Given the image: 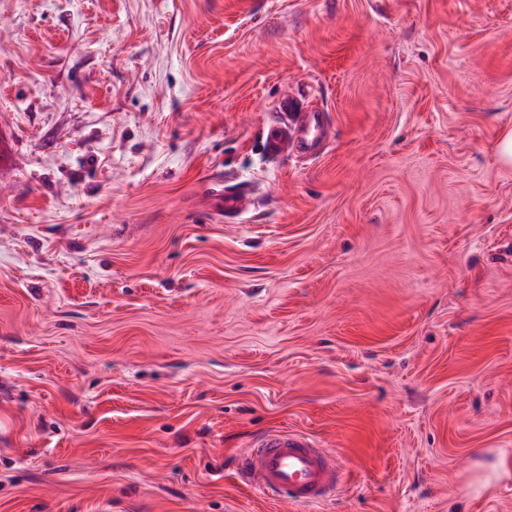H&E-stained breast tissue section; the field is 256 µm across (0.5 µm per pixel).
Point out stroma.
<instances>
[{
  "label": "stroma",
  "mask_w": 512,
  "mask_h": 512,
  "mask_svg": "<svg viewBox=\"0 0 512 512\" xmlns=\"http://www.w3.org/2000/svg\"><path fill=\"white\" fill-rule=\"evenodd\" d=\"M509 130L512 0H0V512H512ZM278 112L284 117V121L268 137L270 154H313L325 132L321 112L309 109L304 102L288 93L279 100ZM288 112H299L297 128L288 127ZM211 195L214 198L216 210L226 217H234L243 213L248 209L251 202L247 190L243 188L224 190V186L220 183L214 184ZM237 462L241 480L294 505H316L336 492L339 466L310 437L273 430L257 436ZM481 471L475 477V484L483 486L492 480L500 479L510 474V463L503 457H497L490 463L480 464Z\"/></svg>",
  "instance_id": "1"
}]
</instances>
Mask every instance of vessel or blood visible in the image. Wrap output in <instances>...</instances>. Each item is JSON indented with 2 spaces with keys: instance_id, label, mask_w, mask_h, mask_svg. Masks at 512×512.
I'll return each instance as SVG.
<instances>
[{
  "instance_id": "obj_1",
  "label": "vessel or blood",
  "mask_w": 512,
  "mask_h": 512,
  "mask_svg": "<svg viewBox=\"0 0 512 512\" xmlns=\"http://www.w3.org/2000/svg\"><path fill=\"white\" fill-rule=\"evenodd\" d=\"M280 114L297 113V127L281 125L268 137L271 155L284 153L309 155L315 152L325 129L321 112L309 109L294 95L284 94L279 101ZM214 205L224 216L234 217L250 205L247 190L224 189L215 184L211 190ZM241 480L263 494L294 505H316L336 492L339 466L310 437L285 430H273L257 436L251 450L237 462Z\"/></svg>"
}]
</instances>
